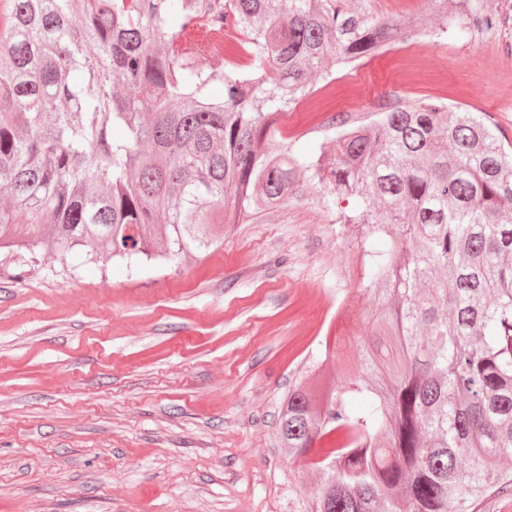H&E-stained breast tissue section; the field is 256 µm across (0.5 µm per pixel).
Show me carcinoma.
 I'll list each match as a JSON object with an SVG mask.
<instances>
[{"instance_id":"1","label":"carcinoma","mask_w":512,"mask_h":512,"mask_svg":"<svg viewBox=\"0 0 512 512\" xmlns=\"http://www.w3.org/2000/svg\"><path fill=\"white\" fill-rule=\"evenodd\" d=\"M431 2L436 39L450 2L485 30L509 21L482 0ZM203 20L240 33L241 59L217 69L181 49ZM419 30L351 0H4L0 13V249L51 241L62 258L137 267L204 252L308 188L354 233L376 295L360 368L292 386L279 413L284 447L321 474L312 512H469L512 474V151L482 113L435 98L336 112L304 155L273 127L315 76Z\"/></svg>"}]
</instances>
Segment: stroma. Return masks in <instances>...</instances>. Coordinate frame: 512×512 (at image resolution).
Listing matches in <instances>:
<instances>
[{
    "label": "stroma",
    "mask_w": 512,
    "mask_h": 512,
    "mask_svg": "<svg viewBox=\"0 0 512 512\" xmlns=\"http://www.w3.org/2000/svg\"><path fill=\"white\" fill-rule=\"evenodd\" d=\"M374 17L440 18L428 0H359ZM493 31L397 45L317 83L276 126L294 152L329 110L446 98L512 141V0ZM351 233L310 202L231 224L205 253L134 271L0 253V512H308L320 483L278 436L289 388L340 377L321 342L373 303Z\"/></svg>",
    "instance_id": "obj_1"
}]
</instances>
